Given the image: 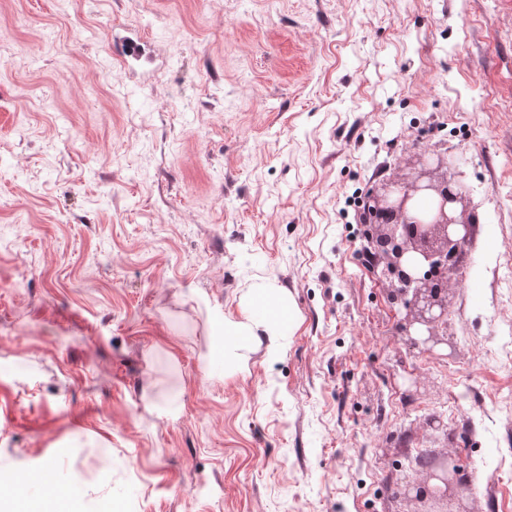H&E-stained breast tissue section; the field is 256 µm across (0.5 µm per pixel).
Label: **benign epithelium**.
<instances>
[{
	"label": "benign epithelium",
	"instance_id": "obj_1",
	"mask_svg": "<svg viewBox=\"0 0 512 512\" xmlns=\"http://www.w3.org/2000/svg\"><path fill=\"white\" fill-rule=\"evenodd\" d=\"M425 172L398 177L367 196L363 223L378 277L404 310L399 330L424 353L443 343L448 327V287L459 273L474 225L458 212L469 190L456 159L426 151ZM460 467L450 456L429 460L427 481L415 497H441L459 483Z\"/></svg>",
	"mask_w": 512,
	"mask_h": 512
}]
</instances>
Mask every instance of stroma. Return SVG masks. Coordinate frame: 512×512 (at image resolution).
<instances>
[{
  "instance_id": "stroma-1",
  "label": "stroma",
  "mask_w": 512,
  "mask_h": 512,
  "mask_svg": "<svg viewBox=\"0 0 512 512\" xmlns=\"http://www.w3.org/2000/svg\"><path fill=\"white\" fill-rule=\"evenodd\" d=\"M147 36L154 73L114 50ZM460 159L427 354L368 190ZM512 0H0V482L85 512H512ZM273 285L276 355L217 352ZM459 486L410 500L419 455Z\"/></svg>"
}]
</instances>
